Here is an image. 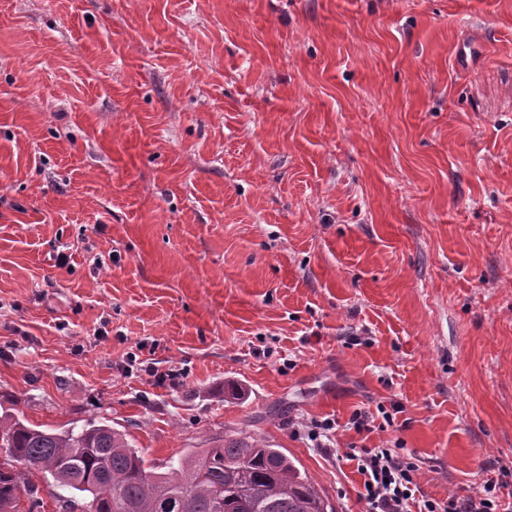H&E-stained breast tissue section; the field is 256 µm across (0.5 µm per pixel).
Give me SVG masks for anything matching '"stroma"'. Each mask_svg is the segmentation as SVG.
<instances>
[{"mask_svg":"<svg viewBox=\"0 0 512 512\" xmlns=\"http://www.w3.org/2000/svg\"><path fill=\"white\" fill-rule=\"evenodd\" d=\"M3 414L150 465L244 430L336 512L355 445L499 479L512 0H0Z\"/></svg>","mask_w":512,"mask_h":512,"instance_id":"obj_1","label":"stroma"}]
</instances>
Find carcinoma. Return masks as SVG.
<instances>
[{"label": "carcinoma", "instance_id": "obj_1", "mask_svg": "<svg viewBox=\"0 0 512 512\" xmlns=\"http://www.w3.org/2000/svg\"><path fill=\"white\" fill-rule=\"evenodd\" d=\"M152 472L107 424L60 432L0 416V512L37 497L36 473L88 500L89 512H335L304 468L242 431Z\"/></svg>", "mask_w": 512, "mask_h": 512}]
</instances>
